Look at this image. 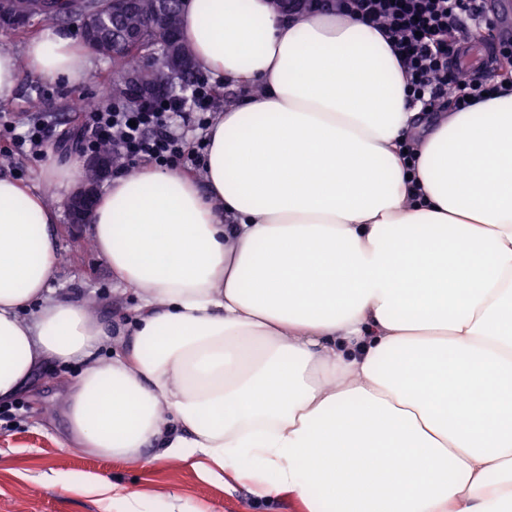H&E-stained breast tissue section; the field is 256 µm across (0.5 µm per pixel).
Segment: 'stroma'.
<instances>
[{
  "instance_id": "35a3bbf8",
  "label": "stroma",
  "mask_w": 512,
  "mask_h": 512,
  "mask_svg": "<svg viewBox=\"0 0 512 512\" xmlns=\"http://www.w3.org/2000/svg\"><path fill=\"white\" fill-rule=\"evenodd\" d=\"M111 85L112 61L99 54L87 77L78 83L38 76L23 67L15 95L10 102L0 103V113L10 112L24 121L39 113L52 114L57 136L48 142L47 149L61 166L72 158L64 147L67 135L81 127L75 101L101 96ZM69 196L66 189L47 193L50 206L61 213L52 295L79 302L96 296L90 311L109 327L136 306L137 298L113 278L97 250L84 249V241L92 237L91 227L70 228L64 215ZM76 373L73 367H43L35 377V395L16 401L12 419H0V512H106L105 503L97 497L62 489V479L70 474L103 476L153 496L176 493L187 507L205 505L211 512H304L296 498L260 499L251 480L217 478L188 462L163 460L144 468L135 462L100 458L66 447L63 396Z\"/></svg>"
}]
</instances>
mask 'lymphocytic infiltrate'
Listing matches in <instances>:
<instances>
[{
	"mask_svg": "<svg viewBox=\"0 0 512 512\" xmlns=\"http://www.w3.org/2000/svg\"><path fill=\"white\" fill-rule=\"evenodd\" d=\"M322 9L338 14L348 11L364 23L385 29L406 76L409 97L421 103L423 111L435 112L448 103L463 111L483 98L511 90L503 83L487 84L462 74L457 65L467 20L482 17L472 0H325ZM213 100V87L205 78L191 83L188 93L166 97L144 109L128 110L105 100L102 106L83 112L80 147L93 152L102 143H111L119 172L145 162L173 168L189 153L203 158L206 139L198 138L195 146H188L175 125L182 121L207 129ZM53 134L46 120L17 132L7 114H0V137L9 139L13 154L42 151Z\"/></svg>",
	"mask_w": 512,
	"mask_h": 512,
	"instance_id": "lymphocytic-infiltrate-1",
	"label": "lymphocytic infiltrate"
}]
</instances>
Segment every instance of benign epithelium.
Listing matches in <instances>:
<instances>
[{
    "label": "benign epithelium",
    "mask_w": 512,
    "mask_h": 512,
    "mask_svg": "<svg viewBox=\"0 0 512 512\" xmlns=\"http://www.w3.org/2000/svg\"><path fill=\"white\" fill-rule=\"evenodd\" d=\"M26 3L30 9L45 17L56 14L59 0H0V28L5 31L14 30V26L23 22L28 13L19 8ZM109 13L104 17L96 12H88L80 17L79 29L87 45L101 55L116 56L125 51L126 47L137 41L140 33L136 32L123 41L104 43L98 39L99 31L103 30L107 18L118 13H132L139 10L142 0H108ZM147 26L169 37L165 49L146 57L143 68L154 73V79L146 83L141 78L140 69L127 72L124 87L136 102L146 103L152 98L168 93L175 80L189 79L195 73L193 65L179 54L176 47L180 17L172 6V0H152L146 16ZM86 176L83 185L72 196L69 204L71 223L86 224L90 221L94 200L97 196V184L100 179L112 173V156L94 153L84 161Z\"/></svg>",
    "instance_id": "benign-epithelium-1"
}]
</instances>
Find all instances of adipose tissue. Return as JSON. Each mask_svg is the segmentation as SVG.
I'll return each instance as SVG.
<instances>
[{
    "mask_svg": "<svg viewBox=\"0 0 512 512\" xmlns=\"http://www.w3.org/2000/svg\"><path fill=\"white\" fill-rule=\"evenodd\" d=\"M182 32L248 94L216 114L203 181L147 164L98 196L93 241L139 299L109 362L98 318L49 288L43 188L80 162L0 176V403L75 365L68 442L95 455L194 460L306 512H512V92L427 120L380 29L270 0H185ZM21 58L93 66L49 27L0 51V102ZM62 487L150 512L104 479Z\"/></svg>",
    "mask_w": 512,
    "mask_h": 512,
    "instance_id": "1",
    "label": "adipose tissue"
}]
</instances>
